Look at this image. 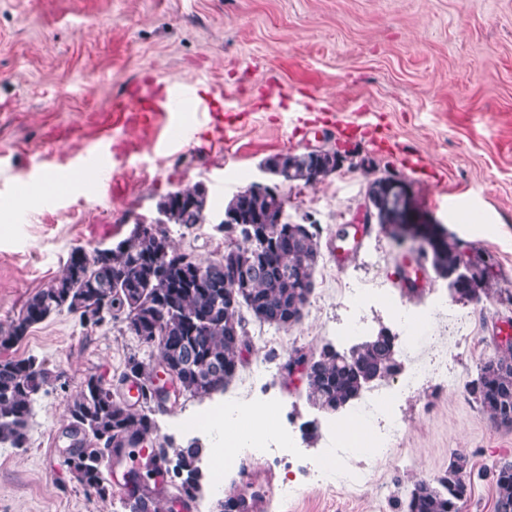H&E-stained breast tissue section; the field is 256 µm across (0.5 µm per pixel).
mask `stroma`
<instances>
[{
	"label": "stroma",
	"mask_w": 512,
	"mask_h": 512,
	"mask_svg": "<svg viewBox=\"0 0 512 512\" xmlns=\"http://www.w3.org/2000/svg\"><path fill=\"white\" fill-rule=\"evenodd\" d=\"M147 78L215 93L228 131L218 139L199 123L193 138L163 152L139 123L117 124L127 87ZM120 139L135 153L99 189L19 204L35 174L55 169L52 154ZM315 146L342 154L338 171L313 185L276 184L288 223L319 226L302 320L288 328L248 321L234 379L155 413L146 445L183 446L192 422L213 410L270 404L280 432L294 433L295 452L319 453L317 426L350 411L314 408L303 371L286 365L357 344L337 334L350 317L345 288L387 289L391 305L363 313L370 337L395 330L392 304L420 312L448 290L431 275L422 291L402 294L395 283L415 252L376 224L346 259L336 258L337 232L361 218L369 183L393 175L407 182L420 214L490 266L480 301L449 295L450 312L427 329L425 361L447 343L449 318L463 321L467 338L448 353L455 385L432 380L400 399L404 456L363 460L364 487L317 484L287 464L245 458L225 470L218 497L202 471L195 512H218L221 497L246 490L263 469L274 484L300 486L283 503L253 501L251 512H401L415 482L439 476L456 450L469 454L475 472L462 512H494L488 471L512 460V428L495 426L469 385L497 355L502 322H512V0H0V329L62 274L72 248L116 243L135 221H153L172 191L201 184L208 192L204 222L172 228L173 248L220 258L227 202L250 183L274 184L266 158ZM30 355L51 377L35 398L25 447L0 445V512H130L121 471L101 498L66 465L65 409L92 374L114 397H127L126 360L148 351L123 320L85 325L64 310L0 348V360Z\"/></svg>",
	"instance_id": "obj_1"
}]
</instances>
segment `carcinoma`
Returning a JSON list of instances; mask_svg holds the SVG:
<instances>
[{"mask_svg": "<svg viewBox=\"0 0 512 512\" xmlns=\"http://www.w3.org/2000/svg\"><path fill=\"white\" fill-rule=\"evenodd\" d=\"M269 173L282 182L312 185L314 163L306 153H279L266 159ZM179 193L191 206L165 196L158 210L166 212V224H144L112 245L104 265L96 252L73 249L63 274L52 281L60 297L47 301L50 288L31 296L8 330L0 333V346L19 343L30 328L62 309L72 310L92 299L109 298L111 318L124 316L128 328L147 348L157 349L177 370L184 393L205 396L224 390L235 377L240 348L246 336V309L259 324L288 328L298 323L313 290V274L320 252L318 225L298 236L292 224H270V215L284 210L276 189L263 196H233L242 221L237 241L224 246V255L201 261L180 253L170 244V226L189 228L204 221L208 195L199 186ZM430 263L441 278L452 277L455 293L471 297L473 285L483 284L484 269L474 264L462 277L457 244L436 239ZM399 369L394 337L382 331L358 344L352 351L323 350L311 362L308 373L309 399L326 411H338L357 400L365 383ZM151 364L136 356L126 360L123 379L149 378ZM50 379L44 362L33 356L0 361V444L21 448L27 441V422L33 396ZM469 392L480 409L497 426L512 427V360L490 358L479 368ZM135 413L124 402L112 398L102 378L89 375L83 388L67 408L71 421L87 422V462L73 467L90 494L107 495L105 460L96 444L110 433L136 446L141 435L155 428L151 417L163 405L142 392ZM204 445L193 438L174 449L181 477L179 492L196 497L200 473L194 461ZM489 474L495 488V512H512V461L493 464ZM472 471L469 455L456 451L448 468L435 480L414 484L403 505L404 512H460L471 497Z\"/></svg>", "mask_w": 512, "mask_h": 512, "instance_id": "1", "label": "carcinoma"}]
</instances>
